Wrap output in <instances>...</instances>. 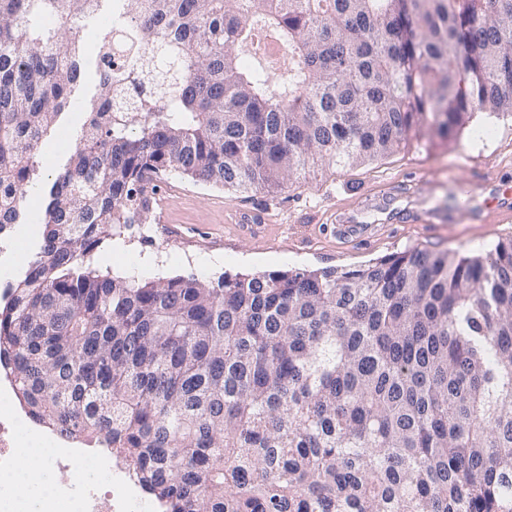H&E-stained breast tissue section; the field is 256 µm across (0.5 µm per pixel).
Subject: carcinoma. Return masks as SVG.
<instances>
[{"label": "carcinoma", "instance_id": "cac0c4a2", "mask_svg": "<svg viewBox=\"0 0 512 512\" xmlns=\"http://www.w3.org/2000/svg\"><path fill=\"white\" fill-rule=\"evenodd\" d=\"M102 2L0 0V236ZM120 2L0 309L30 416L122 456L165 512H512V240L215 282L86 265L165 175L270 194L512 116V0ZM270 32L288 68L242 66Z\"/></svg>", "mask_w": 512, "mask_h": 512}]
</instances>
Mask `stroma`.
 Wrapping results in <instances>:
<instances>
[{"label": "stroma", "instance_id": "35a3bbf8", "mask_svg": "<svg viewBox=\"0 0 512 512\" xmlns=\"http://www.w3.org/2000/svg\"><path fill=\"white\" fill-rule=\"evenodd\" d=\"M111 22L107 8L93 23L95 36L85 44L86 77L75 93L76 103L41 144V177L9 233L8 250L0 254L8 279L23 274L39 245L42 226L35 217L45 206L47 176L67 160L60 142H74L84 127L81 103L93 95L97 80L96 35ZM391 175L405 183L419 180L410 205L439 212L445 223L405 224L398 213L386 217L365 208L362 219L379 225L377 236L365 244L337 240L333 213L364 205ZM493 175L512 183V117L485 113L476 114L450 139L413 140L378 162L310 176L274 194L239 193L168 175L150 221L134 225L129 237L101 244L91 266L140 281L172 276L212 280L225 273L356 266L414 247L476 255L512 239V222L500 223L486 211L494 191L485 181ZM251 211L265 214V222L249 229L237 225L239 213Z\"/></svg>", "mask_w": 512, "mask_h": 512}]
</instances>
